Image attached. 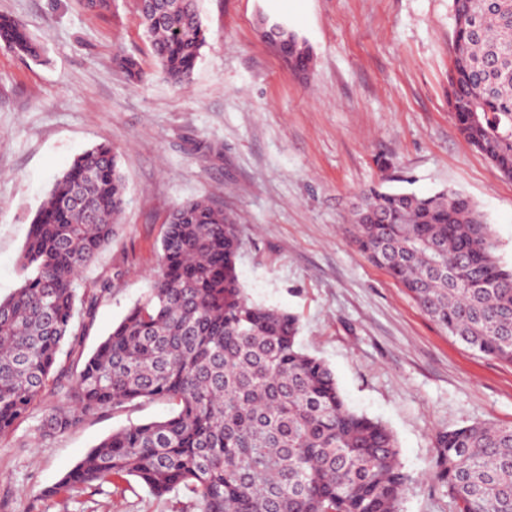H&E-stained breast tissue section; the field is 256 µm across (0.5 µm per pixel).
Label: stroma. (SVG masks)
Segmentation results:
<instances>
[{
  "label": "stroma",
  "mask_w": 512,
  "mask_h": 512,
  "mask_svg": "<svg viewBox=\"0 0 512 512\" xmlns=\"http://www.w3.org/2000/svg\"><path fill=\"white\" fill-rule=\"evenodd\" d=\"M207 44L190 81L160 73L139 0L103 13L84 0H0L40 47L0 46V299L23 280L31 221L75 158L109 144L127 184L111 243L79 293L112 283L84 337L93 350L148 290L172 210L206 197L244 242L241 284L300 318L299 341L333 370L348 404L394 433L413 483L402 512H454L430 477L439 431L512 425V365L441 331L406 290L352 244V213L373 186L427 195L450 188L484 215L512 265V180L458 132L448 108L451 0H198ZM294 31L313 54L289 73L262 23ZM145 73L129 81L115 50ZM54 390L0 436V512H199L191 489L158 497L133 477L46 496L112 431L161 420L157 400L42 432Z\"/></svg>",
  "instance_id": "obj_1"
}]
</instances>
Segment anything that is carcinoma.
<instances>
[{
  "instance_id": "obj_1",
  "label": "carcinoma",
  "mask_w": 512,
  "mask_h": 512,
  "mask_svg": "<svg viewBox=\"0 0 512 512\" xmlns=\"http://www.w3.org/2000/svg\"><path fill=\"white\" fill-rule=\"evenodd\" d=\"M156 5L140 0L142 25L161 73L181 85L207 43L197 0H165L160 13ZM452 10L457 129L512 179V0H452ZM283 37L289 70L306 73L309 49L293 31ZM0 44L39 55L11 17L0 16ZM114 62L142 78L134 57L118 50ZM125 205L116 156L100 143L73 160L35 214L23 282L0 300V435L57 377L67 384L45 410L53 434L108 408L166 400L175 410L113 431L45 495L132 476L158 497L191 488L200 512H401L412 479L394 433L350 408L329 366L300 346L294 313L245 294L236 219L209 199L174 208L150 288L83 355L82 331L112 285L80 297L75 280L111 243ZM353 242L441 330L512 365V267L471 199L372 187ZM63 353L75 357L68 370ZM432 477L455 512H512V427L473 422L437 433Z\"/></svg>"
}]
</instances>
